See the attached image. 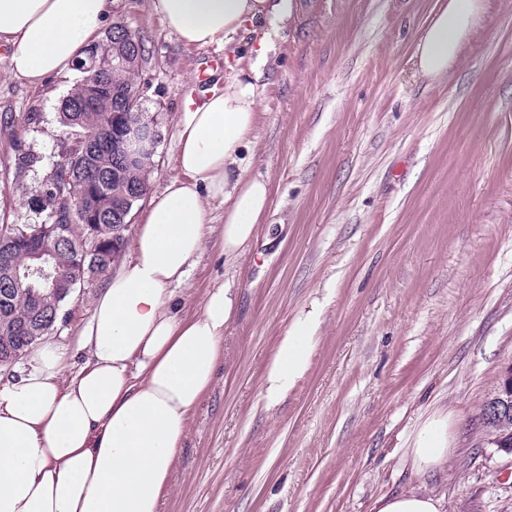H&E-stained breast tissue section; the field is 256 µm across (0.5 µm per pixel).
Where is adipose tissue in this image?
Masks as SVG:
<instances>
[{"mask_svg":"<svg viewBox=\"0 0 512 512\" xmlns=\"http://www.w3.org/2000/svg\"><path fill=\"white\" fill-rule=\"evenodd\" d=\"M489 0H442L412 56L415 74L447 76L476 32ZM150 8L189 48L228 47L245 24L268 27L255 50L293 15V0H151ZM112 24V0H0V42L10 72L37 87L67 71L94 35ZM259 98L249 75L205 89L183 112L177 176L152 199L129 254L109 277L81 333L83 363L64 376L54 345L30 353L17 379L0 388V512H159L192 413L224 358L233 299L215 284L199 311L181 316L173 291L207 243L237 255L269 204V185L243 175L244 150L257 140ZM224 206L213 230L208 208ZM315 318L283 337L263 379L273 402L310 362ZM451 446L449 421L429 417L406 450L415 475L440 469ZM372 512H445L419 489L386 495Z\"/></svg>","mask_w":512,"mask_h":512,"instance_id":"1","label":"adipose tissue"}]
</instances>
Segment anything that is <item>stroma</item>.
I'll list each match as a JSON object with an SVG mask.
<instances>
[{
  "instance_id": "stroma-1",
  "label": "stroma",
  "mask_w": 512,
  "mask_h": 512,
  "mask_svg": "<svg viewBox=\"0 0 512 512\" xmlns=\"http://www.w3.org/2000/svg\"><path fill=\"white\" fill-rule=\"evenodd\" d=\"M294 2L260 68L259 141L244 162L268 181V210L241 255L207 246L175 288L191 312L224 284L234 309L161 512H371L409 487L446 512H512V451L482 419L512 366V0H495L433 82L411 58L437 0ZM114 17L151 50L141 77L159 144L137 224L176 174L204 63L249 69L263 28L246 24L228 55L183 46L150 0H115ZM10 55L0 44V161L15 134L4 117L34 106L36 146L52 156L79 75L33 87L10 74ZM98 292L76 289L49 341L75 348ZM314 310L308 370L267 402L282 338ZM438 410L453 420L448 463L412 475L405 442Z\"/></svg>"
}]
</instances>
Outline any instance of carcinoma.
<instances>
[{
    "label": "carcinoma",
    "instance_id": "cac0c4a2",
    "mask_svg": "<svg viewBox=\"0 0 512 512\" xmlns=\"http://www.w3.org/2000/svg\"><path fill=\"white\" fill-rule=\"evenodd\" d=\"M112 42V50H121L131 57L129 69L115 75L117 88H134L136 96L122 99L97 96L91 87L75 84L59 104L61 136L57 159L47 163L34 144V134L40 131L43 114L32 110L13 118L17 129L9 158L12 179L20 184L29 179L33 189L26 192L24 211L0 208V226H8L0 236V356L12 357L22 349L37 345L61 319L65 300L56 296L47 281L28 271L32 243L28 235L41 232L44 224L64 227L68 238L63 244L51 245L46 268L67 272L80 269V260L103 269L108 279L114 266L113 250H102L95 256L83 257L85 237L98 224L116 226L115 212L133 209L134 203L125 198L133 189H148L151 166L127 165L112 170V158L120 156V148L113 143L108 149L97 147L101 128V114L121 109L135 118L145 110V91L137 81L139 69L147 62L150 51L143 36L130 35L127 26L117 21L104 37L89 45L75 69L104 53L103 42ZM96 192L104 196L107 210L99 219L65 214L66 199L81 193Z\"/></svg>",
    "mask_w": 512,
    "mask_h": 512
}]
</instances>
